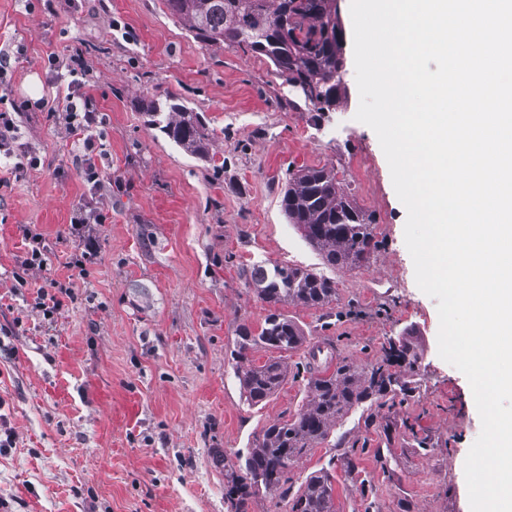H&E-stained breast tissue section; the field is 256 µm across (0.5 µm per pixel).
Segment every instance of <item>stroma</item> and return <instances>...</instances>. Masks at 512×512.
<instances>
[{
	"instance_id": "1",
	"label": "stroma",
	"mask_w": 512,
	"mask_h": 512,
	"mask_svg": "<svg viewBox=\"0 0 512 512\" xmlns=\"http://www.w3.org/2000/svg\"><path fill=\"white\" fill-rule=\"evenodd\" d=\"M346 75L319 112L265 56L209 50L162 0H0V112L18 136L0 147V512H225L224 466L271 420L295 416L314 368L382 362L405 337L419 359L401 366L412 393L354 409L296 463L287 491L250 512H286V492L343 457L336 512H470L464 464L481 432L465 375L438 355L437 302L416 285L407 212L374 131L356 121L350 0H336ZM81 58L97 130L100 192L82 149L41 108L59 88L48 54ZM37 75L41 97L26 95ZM175 95L204 114L209 161L145 123L151 97ZM38 158L15 173L19 154ZM221 176H214V166ZM335 174L374 224L369 262L336 269V301L287 306L307 342L285 353L288 377L256 406L229 360L238 325L259 329L268 307L248 289L257 262L320 268L284 216L290 172ZM103 215L83 274L68 268L79 212ZM51 251L18 286L27 234ZM73 280L52 320L32 308L44 279Z\"/></svg>"
}]
</instances>
